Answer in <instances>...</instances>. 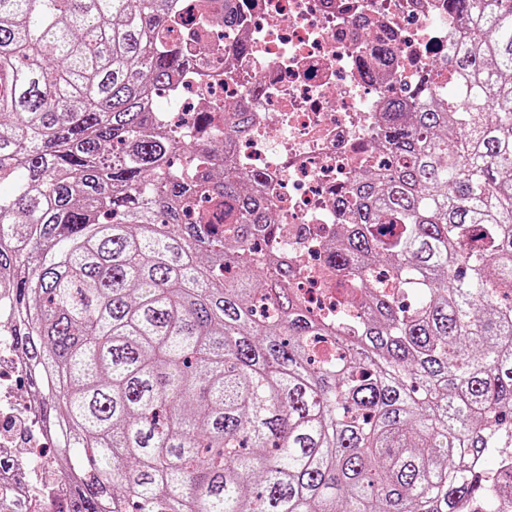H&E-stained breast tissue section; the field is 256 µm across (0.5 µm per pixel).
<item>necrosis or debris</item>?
<instances>
[{"label":"necrosis or debris","instance_id":"necrosis-or-debris-1","mask_svg":"<svg viewBox=\"0 0 512 512\" xmlns=\"http://www.w3.org/2000/svg\"><path fill=\"white\" fill-rule=\"evenodd\" d=\"M451 25L446 0H248L236 26L211 28L207 61L188 83L192 101L175 106L170 123L181 126L190 110L217 111L229 97L243 104L253 121L239 138V159L268 174L263 194L279 223L320 233L340 220L336 190L379 161L371 143L388 96L426 76L433 55L448 50ZM237 40L248 54L225 55V44ZM378 42L390 53L374 65L369 48ZM279 248L308 306L334 304L321 266L292 242ZM13 323L9 301L0 300V458L10 463L0 473V512L20 503L47 512L70 497L71 483L30 457L59 443L60 433L13 386L31 374L8 335Z\"/></svg>","mask_w":512,"mask_h":512}]
</instances>
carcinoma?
Instances as JSON below:
<instances>
[{
    "instance_id": "1",
    "label": "carcinoma",
    "mask_w": 512,
    "mask_h": 512,
    "mask_svg": "<svg viewBox=\"0 0 512 512\" xmlns=\"http://www.w3.org/2000/svg\"><path fill=\"white\" fill-rule=\"evenodd\" d=\"M175 0H0V293L66 512H493L512 445V0H448L452 55L385 104L307 308ZM262 273V282L254 281ZM197 27L198 25L177 26L176 31L167 37L168 41L177 43V45L182 48L185 54L192 59H195V56L198 55L199 40L194 32L196 31Z\"/></svg>"
}]
</instances>
